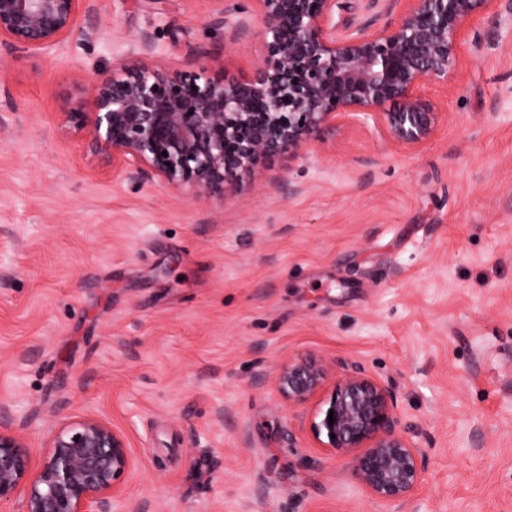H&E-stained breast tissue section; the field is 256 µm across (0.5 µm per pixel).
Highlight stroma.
Wrapping results in <instances>:
<instances>
[{
    "label": "stroma",
    "mask_w": 512,
    "mask_h": 512,
    "mask_svg": "<svg viewBox=\"0 0 512 512\" xmlns=\"http://www.w3.org/2000/svg\"><path fill=\"white\" fill-rule=\"evenodd\" d=\"M216 0H85L70 43L0 49V404L48 431L95 414L141 465L120 512H512V18L421 93L445 118L395 146L343 119L223 201L100 174L59 123L139 52L167 70L263 52ZM361 364L427 455L408 501L369 497L271 379ZM265 374L263 386L253 382Z\"/></svg>",
    "instance_id": "stroma-1"
}]
</instances>
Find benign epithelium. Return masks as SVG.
I'll return each instance as SVG.
<instances>
[{"mask_svg":"<svg viewBox=\"0 0 512 512\" xmlns=\"http://www.w3.org/2000/svg\"><path fill=\"white\" fill-rule=\"evenodd\" d=\"M82 2L0 0V45L34 53L60 47ZM217 2V22L232 41L249 30L242 15L262 25L252 74L227 77L219 56L198 72L164 70L138 55L119 60L91 87L86 107L61 113L62 126L88 138L91 160L132 180L224 200L270 159L297 156L336 132L342 117L373 122L398 147L422 144L443 112L419 88L448 81L462 46H480L472 23L492 0ZM273 384L292 405L317 401L313 439L350 457L372 497L403 502L418 490L426 456L399 430L392 386L358 364L315 354L288 358ZM25 426L0 406V512H112L138 465L121 431L96 417L57 425L35 467Z\"/></svg>","mask_w":512,"mask_h":512,"instance_id":"benign-epithelium-1","label":"benign epithelium"}]
</instances>
